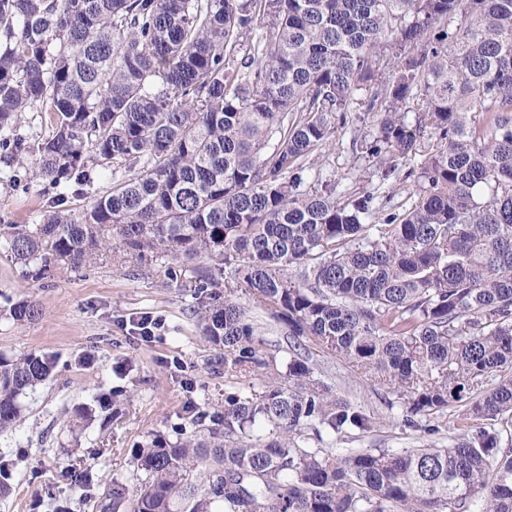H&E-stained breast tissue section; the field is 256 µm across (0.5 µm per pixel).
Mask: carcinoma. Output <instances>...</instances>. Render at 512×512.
Wrapping results in <instances>:
<instances>
[{
	"label": "carcinoma",
	"mask_w": 512,
	"mask_h": 512,
	"mask_svg": "<svg viewBox=\"0 0 512 512\" xmlns=\"http://www.w3.org/2000/svg\"><path fill=\"white\" fill-rule=\"evenodd\" d=\"M361 89L383 113L368 148L382 178L412 182L383 218L372 192L302 190ZM29 109L50 122L33 143ZM426 132L437 152L402 171ZM26 156L51 189L98 167L112 187L0 224L25 275L109 245L192 264L224 362V407L138 445L139 490L112 479L101 512H512V0H0V162ZM242 295L288 329L285 371ZM315 351L396 392L412 427L466 397L501 428L339 455L325 437L373 422L315 377ZM57 365L0 362L1 433Z\"/></svg>",
	"instance_id": "obj_1"
}]
</instances>
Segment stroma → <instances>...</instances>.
Masks as SVG:
<instances>
[{"label":"stroma","mask_w":512,"mask_h":512,"mask_svg":"<svg viewBox=\"0 0 512 512\" xmlns=\"http://www.w3.org/2000/svg\"><path fill=\"white\" fill-rule=\"evenodd\" d=\"M365 98V92L355 94L330 147L313 154L314 174L304 188L314 190L321 177L332 179L337 196L367 190L399 211L409 205L408 185L382 179L375 160L360 148L361 141L377 137L381 118L366 111ZM24 173L20 165L0 163L2 223H37L55 201L77 209L112 185L111 170L102 168L88 186L68 183L56 189ZM172 265L168 257L140 264L109 252L91 268L33 281L0 241V356L52 353L60 367L20 395V422L0 433V459L11 461L14 475L11 493L0 497V512H99L100 495L112 478L138 487L131 454L139 442L188 422V402L223 407L224 366L194 311L193 274L186 268L168 276ZM23 299L39 305V319H12V303ZM147 313L162 318L164 327L146 341L138 324ZM319 377L375 423L370 431L352 430L336 441L341 454L441 447L493 425L489 419L465 418L464 403L453 402L411 428L403 421L402 399L352 363L321 360ZM118 386L126 399L103 406L102 395Z\"/></svg>","instance_id":"stroma-1"}]
</instances>
